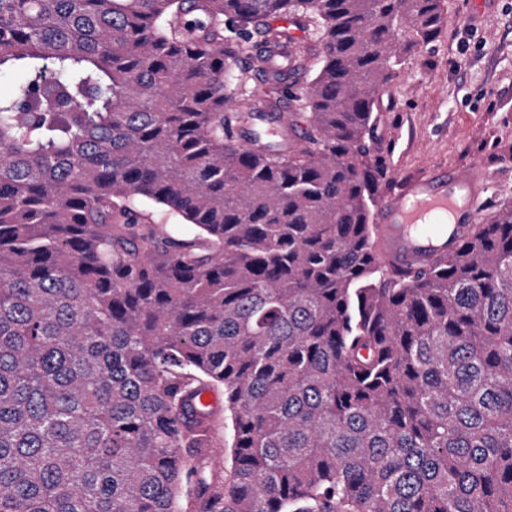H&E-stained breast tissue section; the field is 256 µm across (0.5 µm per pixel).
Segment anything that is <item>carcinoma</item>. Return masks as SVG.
Wrapping results in <instances>:
<instances>
[{
  "label": "carcinoma",
  "mask_w": 512,
  "mask_h": 512,
  "mask_svg": "<svg viewBox=\"0 0 512 512\" xmlns=\"http://www.w3.org/2000/svg\"><path fill=\"white\" fill-rule=\"evenodd\" d=\"M443 12L0 0V512H512V202L374 248L377 96ZM246 44L286 152L230 107Z\"/></svg>",
  "instance_id": "carcinoma-1"
}]
</instances>
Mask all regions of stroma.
I'll return each instance as SVG.
<instances>
[{"instance_id": "35a3bbf8", "label": "stroma", "mask_w": 512, "mask_h": 512, "mask_svg": "<svg viewBox=\"0 0 512 512\" xmlns=\"http://www.w3.org/2000/svg\"><path fill=\"white\" fill-rule=\"evenodd\" d=\"M444 17L378 96L374 138L388 164L380 194L433 165L479 162L487 217L512 201V0H444Z\"/></svg>"}]
</instances>
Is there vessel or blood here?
<instances>
[{"instance_id": "b4317fda", "label": "vessel or blood", "mask_w": 512, "mask_h": 512, "mask_svg": "<svg viewBox=\"0 0 512 512\" xmlns=\"http://www.w3.org/2000/svg\"><path fill=\"white\" fill-rule=\"evenodd\" d=\"M488 190L480 165L432 166L403 181L373 217L380 258L408 270L428 268L467 238L480 221L478 201Z\"/></svg>"}]
</instances>
